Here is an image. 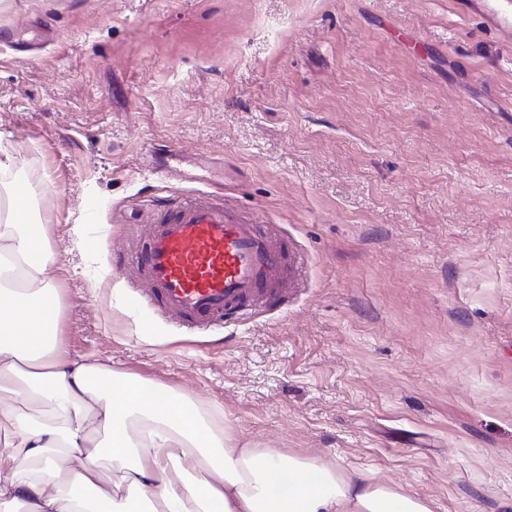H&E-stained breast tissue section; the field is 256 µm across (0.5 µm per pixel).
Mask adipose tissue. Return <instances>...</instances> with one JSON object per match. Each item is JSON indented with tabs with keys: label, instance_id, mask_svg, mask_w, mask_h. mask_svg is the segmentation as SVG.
I'll use <instances>...</instances> for the list:
<instances>
[{
	"label": "adipose tissue",
	"instance_id": "adipose-tissue-1",
	"mask_svg": "<svg viewBox=\"0 0 512 512\" xmlns=\"http://www.w3.org/2000/svg\"><path fill=\"white\" fill-rule=\"evenodd\" d=\"M0 184V512H432L389 482L239 446L186 394L74 358L48 227Z\"/></svg>",
	"mask_w": 512,
	"mask_h": 512
}]
</instances>
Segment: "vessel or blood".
<instances>
[{
  "label": "vessel or blood",
  "instance_id": "obj_1",
  "mask_svg": "<svg viewBox=\"0 0 512 512\" xmlns=\"http://www.w3.org/2000/svg\"><path fill=\"white\" fill-rule=\"evenodd\" d=\"M469 12L491 29L512 30L508 7L491 10L471 0ZM123 266L159 315L196 335L286 302L299 260L276 225L257 223L227 207L222 192L209 191L158 209Z\"/></svg>",
  "mask_w": 512,
  "mask_h": 512
}]
</instances>
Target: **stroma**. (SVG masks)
<instances>
[{"instance_id":"35a3bbf8","label":"stroma","mask_w":512,"mask_h":512,"mask_svg":"<svg viewBox=\"0 0 512 512\" xmlns=\"http://www.w3.org/2000/svg\"><path fill=\"white\" fill-rule=\"evenodd\" d=\"M150 143L215 164L163 179ZM1 148L70 354L432 512H512V36L450 0H0ZM208 181L302 264L280 309L188 336L118 266L149 198Z\"/></svg>"}]
</instances>
